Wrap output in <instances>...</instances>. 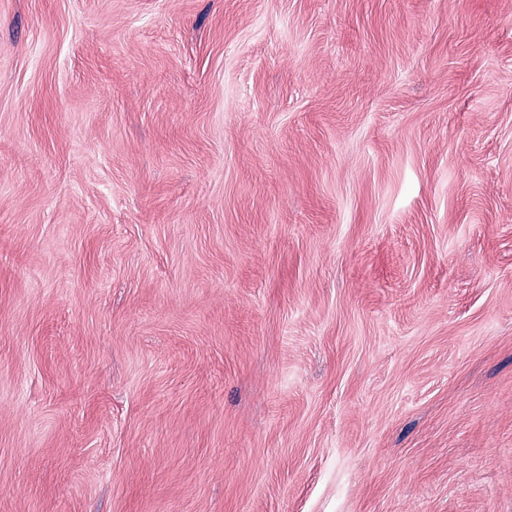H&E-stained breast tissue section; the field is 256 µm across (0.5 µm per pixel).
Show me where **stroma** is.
Segmentation results:
<instances>
[{
	"mask_svg": "<svg viewBox=\"0 0 512 512\" xmlns=\"http://www.w3.org/2000/svg\"><path fill=\"white\" fill-rule=\"evenodd\" d=\"M0 512H512V0H0Z\"/></svg>",
	"mask_w": 512,
	"mask_h": 512,
	"instance_id": "stroma-1",
	"label": "stroma"
}]
</instances>
